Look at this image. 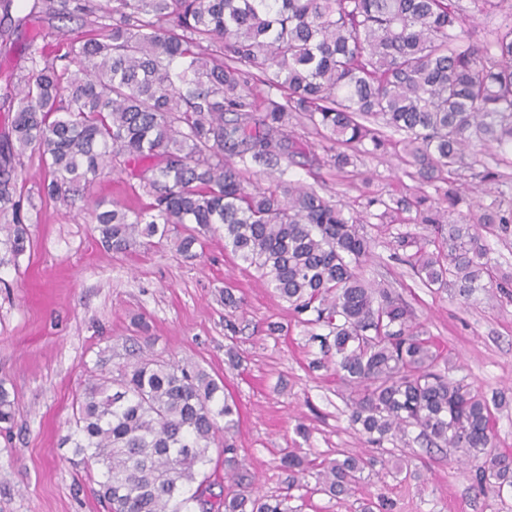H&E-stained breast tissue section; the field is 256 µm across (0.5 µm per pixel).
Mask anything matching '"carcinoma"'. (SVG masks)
Returning <instances> with one entry per match:
<instances>
[{
    "instance_id": "carcinoma-1",
    "label": "carcinoma",
    "mask_w": 512,
    "mask_h": 512,
    "mask_svg": "<svg viewBox=\"0 0 512 512\" xmlns=\"http://www.w3.org/2000/svg\"><path fill=\"white\" fill-rule=\"evenodd\" d=\"M508 0H33L19 18L65 21L100 12L89 38H65L56 54L31 38V67L18 105L0 135V234L15 256L30 245L20 218V158L37 153L48 169L42 190L66 207L106 170L144 162L139 175L151 202H118L91 212L107 251L145 240L173 239L187 260L215 234L224 250L255 268L266 287L317 335L336 381L348 388L350 422L389 455L408 430L475 461V489L512 486V452L496 447L501 401L454 379L451 357L416 322L411 308L363 277L372 240L358 220L300 183L248 188L237 160L295 163L303 143L284 138L293 121L330 142L311 162L342 171L360 153L404 134L415 175L436 187L444 206L414 202L416 223L448 230L441 241L411 239L407 263L427 287L448 282L458 296L502 287L480 231L512 234V207L502 208L507 179L474 174L493 197L452 219L463 201L457 180L473 142H494L497 164L512 166V11L487 41L468 21ZM215 48L207 53L203 43ZM63 62L57 66V62ZM266 86L255 105L250 73ZM239 411L224 383L179 363H160L138 348L111 375L93 380L78 401L67 436L101 474L98 496L110 512H293L291 491L355 493L373 459L322 461L286 448L288 493L235 492L212 502L202 468L224 433V478L238 479L231 430ZM14 400L0 384V423ZM315 477L314 487L308 478Z\"/></svg>"
}]
</instances>
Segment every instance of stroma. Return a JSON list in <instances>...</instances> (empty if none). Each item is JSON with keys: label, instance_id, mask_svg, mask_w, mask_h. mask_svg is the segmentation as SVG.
<instances>
[{"label": "stroma", "instance_id": "obj_1", "mask_svg": "<svg viewBox=\"0 0 512 512\" xmlns=\"http://www.w3.org/2000/svg\"><path fill=\"white\" fill-rule=\"evenodd\" d=\"M64 29L83 36L94 27L47 20L0 37V124L28 72L23 44L37 33L57 42ZM391 139L385 154L360 155L342 172L304 162L285 170L248 160L240 167L251 184L299 182L359 220L374 242L367 278L410 305L456 361L455 378L506 397L497 412V445L512 449V291H480L463 304L454 289L425 287L402 262L399 237L429 236L433 228L394 206L435 189L408 175L399 134ZM24 165L29 179L20 215L31 246L16 257L0 239V382L15 400L11 429L0 432V512H107L97 496L98 470L87 468L64 439L84 388L111 371L132 344L223 380L239 408L233 441L252 489L285 493V448L329 460L356 453L374 458L355 495L295 498V512H359L369 498L385 499L389 512H512V487L478 495L472 464L451 451L431 453L409 443L408 471L394 473L388 455L350 426L335 376L317 365L323 353L310 327L253 268L225 252L223 237L208 238L192 261L171 245L105 250L92 224L42 194L39 155H26ZM145 200L138 179L125 171L98 178L82 205ZM227 288L241 299L233 312L221 299ZM271 324L280 332L268 334Z\"/></svg>", "mask_w": 512, "mask_h": 512}]
</instances>
